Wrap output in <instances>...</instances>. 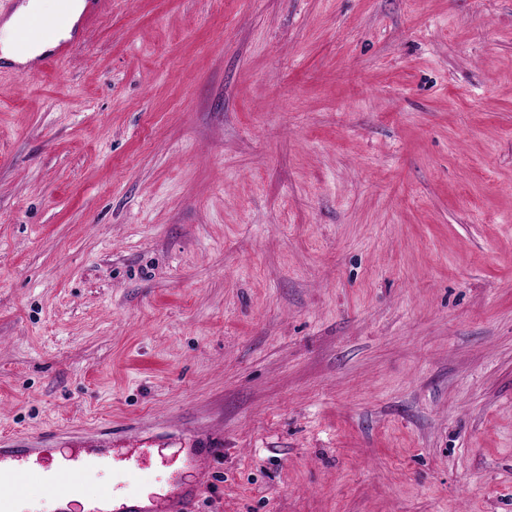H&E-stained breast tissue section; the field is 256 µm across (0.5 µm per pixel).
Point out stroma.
<instances>
[{
  "label": "stroma",
  "instance_id": "35a3bbf8",
  "mask_svg": "<svg viewBox=\"0 0 512 512\" xmlns=\"http://www.w3.org/2000/svg\"><path fill=\"white\" fill-rule=\"evenodd\" d=\"M68 43L0 60V438L170 449L195 512H512V0Z\"/></svg>",
  "mask_w": 512,
  "mask_h": 512
}]
</instances>
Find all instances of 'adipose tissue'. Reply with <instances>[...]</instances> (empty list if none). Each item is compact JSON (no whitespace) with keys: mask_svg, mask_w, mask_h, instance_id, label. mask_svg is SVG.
I'll list each match as a JSON object with an SVG mask.
<instances>
[{"mask_svg":"<svg viewBox=\"0 0 512 512\" xmlns=\"http://www.w3.org/2000/svg\"><path fill=\"white\" fill-rule=\"evenodd\" d=\"M85 7V0H26L8 20L0 23V58L24 64L70 38L75 22ZM60 15L62 22L54 37L28 44L18 37L19 23L26 18Z\"/></svg>","mask_w":512,"mask_h":512,"instance_id":"adipose-tissue-1","label":"adipose tissue"}]
</instances>
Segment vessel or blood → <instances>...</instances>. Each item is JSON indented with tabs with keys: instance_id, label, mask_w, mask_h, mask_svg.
I'll use <instances>...</instances> for the list:
<instances>
[{
	"instance_id": "b4317fda",
	"label": "vessel or blood",
	"mask_w": 512,
	"mask_h": 512,
	"mask_svg": "<svg viewBox=\"0 0 512 512\" xmlns=\"http://www.w3.org/2000/svg\"><path fill=\"white\" fill-rule=\"evenodd\" d=\"M141 460V453L127 448L84 443L60 463L46 459L41 448H0V512H31L22 489L27 480L60 501L56 512H191L199 488L175 480L146 479L120 492L107 486L95 503L83 504L84 475L111 470L119 462L132 474L139 471Z\"/></svg>"
}]
</instances>
